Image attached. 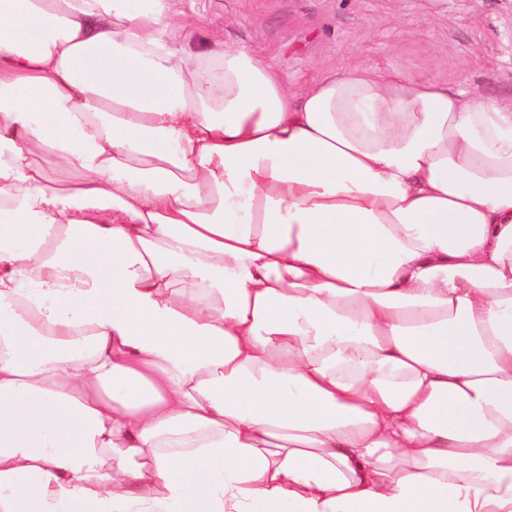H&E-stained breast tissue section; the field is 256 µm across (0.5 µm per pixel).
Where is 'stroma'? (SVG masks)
I'll return each instance as SVG.
<instances>
[{
  "label": "stroma",
  "mask_w": 512,
  "mask_h": 512,
  "mask_svg": "<svg viewBox=\"0 0 512 512\" xmlns=\"http://www.w3.org/2000/svg\"><path fill=\"white\" fill-rule=\"evenodd\" d=\"M177 41L271 58L304 89L350 68L512 98V0H185Z\"/></svg>",
  "instance_id": "obj_1"
}]
</instances>
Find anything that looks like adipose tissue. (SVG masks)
Here are the masks:
<instances>
[{
	"mask_svg": "<svg viewBox=\"0 0 512 512\" xmlns=\"http://www.w3.org/2000/svg\"><path fill=\"white\" fill-rule=\"evenodd\" d=\"M180 2L0 0V512H512V102Z\"/></svg>",
	"mask_w": 512,
	"mask_h": 512,
	"instance_id": "adipose-tissue-1",
	"label": "adipose tissue"
}]
</instances>
